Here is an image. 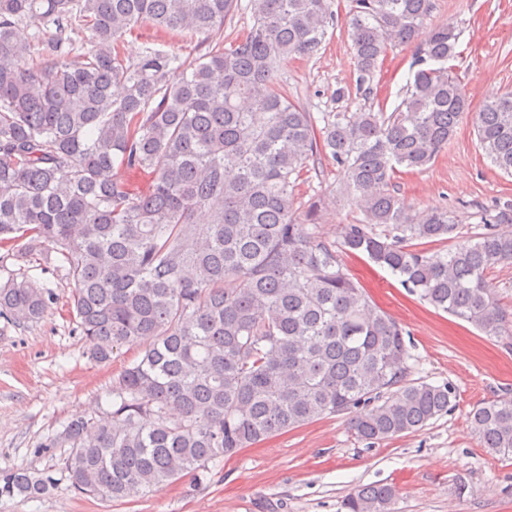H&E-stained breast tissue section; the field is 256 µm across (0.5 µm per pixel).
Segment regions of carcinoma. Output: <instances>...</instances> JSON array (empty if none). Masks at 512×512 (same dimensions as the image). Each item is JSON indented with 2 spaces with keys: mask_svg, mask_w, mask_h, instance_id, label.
I'll return each mask as SVG.
<instances>
[{
  "mask_svg": "<svg viewBox=\"0 0 512 512\" xmlns=\"http://www.w3.org/2000/svg\"><path fill=\"white\" fill-rule=\"evenodd\" d=\"M334 0H249L253 25L224 47L238 0H0V249L57 255L74 283L68 305L88 353L150 341L93 412L47 437L67 449L80 495L122 500L208 469L241 449L327 415H347L369 444L411 433L452 410L456 391L409 379L405 330L350 276L363 255L409 293L486 336L512 320L487 279L512 262V203L460 237L446 210L410 213L389 186L448 145L470 103L449 62L459 32L420 31L431 0H355L346 20L357 91L369 95L381 58L417 43L398 105L316 119L279 79L288 57H311L337 23ZM149 23L195 38L182 58L148 47L136 62L123 36ZM35 28L34 41L16 37ZM89 48L71 57L69 31ZM41 61L28 64L35 47ZM480 147L512 175V92L474 115ZM325 157L345 171L357 224L325 238L318 204L299 217L296 179ZM148 178L142 189L114 167ZM428 254L412 241L446 243ZM49 292L0 286V317L38 321ZM482 447L512 457V398L472 412ZM48 476L0 473V496L36 498ZM395 488L364 485L346 512H392Z\"/></svg>",
  "mask_w": 512,
  "mask_h": 512,
  "instance_id": "1",
  "label": "carcinoma"
}]
</instances>
